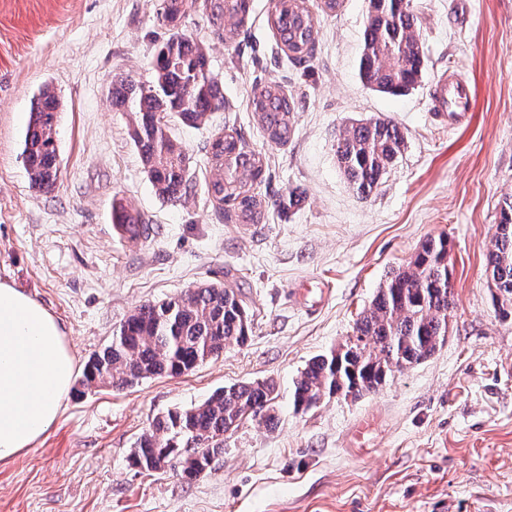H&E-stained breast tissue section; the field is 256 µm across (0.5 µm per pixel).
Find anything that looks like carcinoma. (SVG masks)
<instances>
[{
    "label": "carcinoma",
    "mask_w": 512,
    "mask_h": 512,
    "mask_svg": "<svg viewBox=\"0 0 512 512\" xmlns=\"http://www.w3.org/2000/svg\"><path fill=\"white\" fill-rule=\"evenodd\" d=\"M197 7L221 30L224 42L235 43L250 0H162L160 17L169 36L152 56L149 79L138 84L116 79L110 90L112 105L131 115V138L156 192L173 202L190 189V158L167 118L201 126L208 113L224 106L223 85L210 70L205 46L182 31L183 20ZM338 7L339 0H275L268 23L289 56L303 61L315 46V12L330 14ZM424 67L418 15L410 2L368 0L358 66L363 86L400 94L415 87ZM250 107L269 142H288L296 105L279 83L255 84ZM58 110L55 88L46 83L33 98L22 141L20 156L29 180L44 192L52 190L58 178ZM404 145L397 123L369 116L339 130L336 158L348 185L368 197ZM209 154L212 200L231 205L244 224L262 223L266 201L251 188L264 175L265 156L245 149L236 132L211 144ZM112 223L138 225L137 239H147L152 232L138 212L121 202L112 204ZM450 251L448 236L430 237L404 267L387 277L345 342L310 359L293 380L295 410H308L336 394L356 399L375 391L446 343L454 307ZM486 271L495 309L504 317L512 315V194L499 203ZM251 332L245 304L233 289L201 284L135 308L113 333L112 342L88 360L80 386L119 390L155 375L186 374L224 349L246 344ZM276 397L272 380L233 384L193 408L157 416L137 442L132 463L154 471L156 459L164 457L171 471L193 480L224 455L225 434L247 422L274 425Z\"/></svg>",
    "instance_id": "carcinoma-1"
}]
</instances>
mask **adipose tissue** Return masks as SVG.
<instances>
[{"mask_svg": "<svg viewBox=\"0 0 512 512\" xmlns=\"http://www.w3.org/2000/svg\"><path fill=\"white\" fill-rule=\"evenodd\" d=\"M75 371L56 318L0 281V460L30 448L55 423Z\"/></svg>", "mask_w": 512, "mask_h": 512, "instance_id": "1", "label": "adipose tissue"}]
</instances>
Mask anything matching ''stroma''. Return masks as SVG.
I'll use <instances>...</instances> for the list:
<instances>
[{
    "mask_svg": "<svg viewBox=\"0 0 512 512\" xmlns=\"http://www.w3.org/2000/svg\"><path fill=\"white\" fill-rule=\"evenodd\" d=\"M161 0H13L0 12V280L47 308L84 369L138 306L202 283L234 288L252 320L240 347L191 372L133 387L70 392L56 423L0 461V512H512V318L491 304L486 255L498 202L512 194V0H415L425 68L402 95L357 75L367 0L317 19L312 58L288 57L252 0L238 45L199 11L183 31L206 47L224 108L197 128L173 123L192 186L162 199L113 106L114 77L146 81L168 35ZM471 90L463 120L441 119L434 89L450 71ZM275 81L296 102L287 144H270L249 105ZM60 98L54 189L32 188L20 156L30 102ZM370 115L397 123L405 148L370 196L344 179L334 145ZM237 131L267 168L252 190L263 223L243 229L207 189L208 143ZM295 195L293 207L280 198ZM156 235L129 245L113 202ZM447 235L455 307L445 345L379 391L295 411L292 380L350 336L388 274L430 237ZM274 380L278 420L224 437V455L188 481L147 472L132 452L152 420L219 388Z\"/></svg>",
    "mask_w": 512,
    "mask_h": 512,
    "instance_id": "1",
    "label": "stroma"
}]
</instances>
